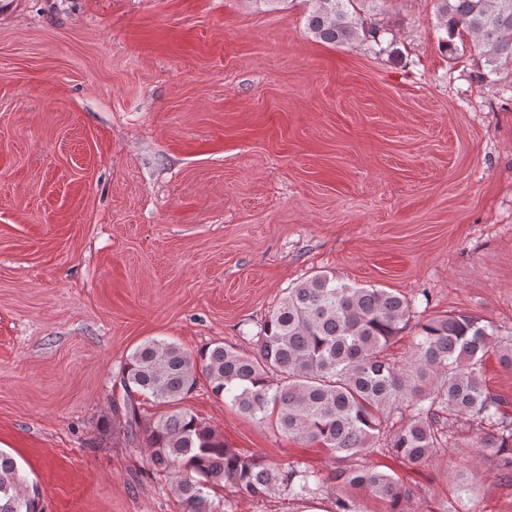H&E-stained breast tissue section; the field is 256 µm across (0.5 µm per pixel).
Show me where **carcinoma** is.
I'll return each instance as SVG.
<instances>
[{
	"label": "carcinoma",
	"instance_id": "cac0c4a2",
	"mask_svg": "<svg viewBox=\"0 0 512 512\" xmlns=\"http://www.w3.org/2000/svg\"><path fill=\"white\" fill-rule=\"evenodd\" d=\"M384 0H313L307 29L319 41L380 45L384 30L361 15ZM445 37L439 47L450 56L464 37L486 59L489 73L512 65V0H436ZM411 300L385 288L356 287L329 273H317L293 288L253 336L256 353L216 342L193 354L177 343L151 339L137 346L119 372L126 401L122 410L131 434L142 417L138 395L170 411L145 427L148 465L169 478L185 512H226L211 490L230 484L241 497H265L283 490L296 501L314 499L326 478L298 462L277 467L256 455L229 448L224 436L198 419L182 401L205 379L217 397L241 414L269 422L288 439L318 444L340 462L331 475L336 486L363 489L405 512L408 498L399 479L365 463L378 452L421 465L443 437L440 416L483 428V459L512 481V417L502 410L483 379L494 353L512 369V343L495 341L493 327L468 314H448L417 323L411 357L398 363L384 354L409 325ZM456 504L443 512H464L477 484L464 480ZM0 512H43L28 476L9 453L0 451ZM335 512H367L364 500L336 494Z\"/></svg>",
	"mask_w": 512,
	"mask_h": 512
}]
</instances>
